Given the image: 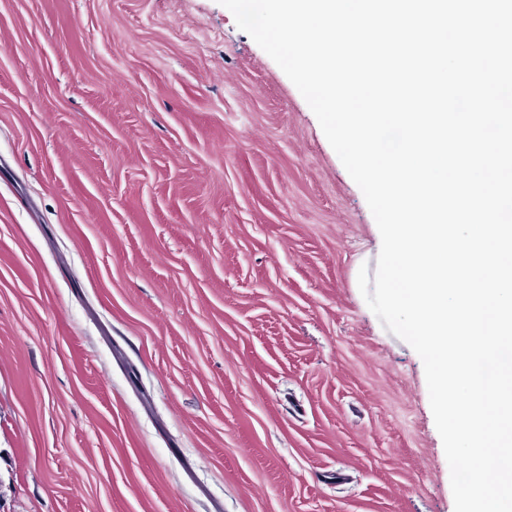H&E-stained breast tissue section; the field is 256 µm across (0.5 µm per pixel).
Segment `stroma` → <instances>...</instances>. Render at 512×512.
Listing matches in <instances>:
<instances>
[{"label": "stroma", "instance_id": "35a3bbf8", "mask_svg": "<svg viewBox=\"0 0 512 512\" xmlns=\"http://www.w3.org/2000/svg\"><path fill=\"white\" fill-rule=\"evenodd\" d=\"M380 248L218 0H0V512H454Z\"/></svg>", "mask_w": 512, "mask_h": 512}]
</instances>
